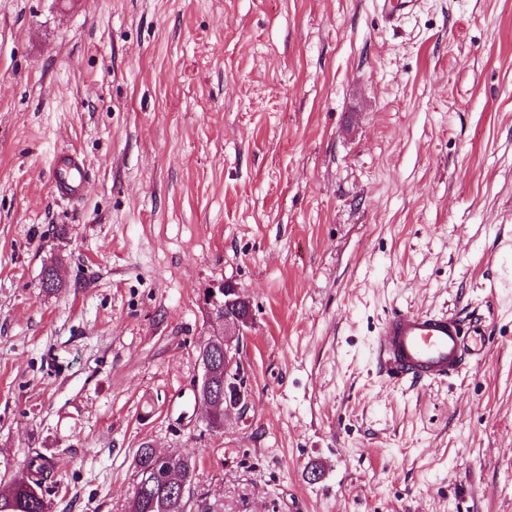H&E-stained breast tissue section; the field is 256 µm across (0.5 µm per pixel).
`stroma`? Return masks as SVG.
<instances>
[{"label":"stroma","mask_w":512,"mask_h":512,"mask_svg":"<svg viewBox=\"0 0 512 512\" xmlns=\"http://www.w3.org/2000/svg\"><path fill=\"white\" fill-rule=\"evenodd\" d=\"M503 236L512 0H0V490L37 451L50 512H126L149 442L196 454L216 512H512ZM221 281L250 400L212 431ZM397 309L480 318L492 349L392 381ZM54 185L61 195H71L85 184L83 163L72 155H58L52 164Z\"/></svg>","instance_id":"35a3bbf8"}]
</instances>
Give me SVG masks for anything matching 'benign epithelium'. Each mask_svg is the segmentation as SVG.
<instances>
[{"mask_svg": "<svg viewBox=\"0 0 512 512\" xmlns=\"http://www.w3.org/2000/svg\"><path fill=\"white\" fill-rule=\"evenodd\" d=\"M203 304L209 320L221 328L224 334V388L235 384L242 373L238 347L233 338L244 334L251 326V308L240 296L237 288L227 282L213 284L203 295Z\"/></svg>", "mask_w": 512, "mask_h": 512, "instance_id": "obj_1", "label": "benign epithelium"}]
</instances>
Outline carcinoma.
Returning a JSON list of instances; mask_svg holds the SVG:
<instances>
[{
	"mask_svg": "<svg viewBox=\"0 0 512 512\" xmlns=\"http://www.w3.org/2000/svg\"><path fill=\"white\" fill-rule=\"evenodd\" d=\"M224 338L208 336L199 345L198 355L207 354L212 365L224 366ZM155 459L153 449L143 443L134 456L136 483L129 498L127 512H186L194 497L193 484L197 463L188 452L176 454L171 464L186 484L184 497L167 484L150 476ZM50 478L47 459L39 452L30 454L22 474L14 480L6 493L0 494V512H49L50 504L45 497V484Z\"/></svg>",
	"mask_w": 512,
	"mask_h": 512,
	"instance_id": "carcinoma-1",
	"label": "carcinoma"
}]
</instances>
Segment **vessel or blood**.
Instances as JSON below:
<instances>
[{"mask_svg":"<svg viewBox=\"0 0 512 512\" xmlns=\"http://www.w3.org/2000/svg\"><path fill=\"white\" fill-rule=\"evenodd\" d=\"M52 168L59 194L71 195L84 186V165L77 157L56 156ZM376 354L396 381L438 382L485 360L486 332L467 317L396 310L380 326Z\"/></svg>","mask_w":512,"mask_h":512,"instance_id":"b4317fda","label":"vessel or blood"}]
</instances>
